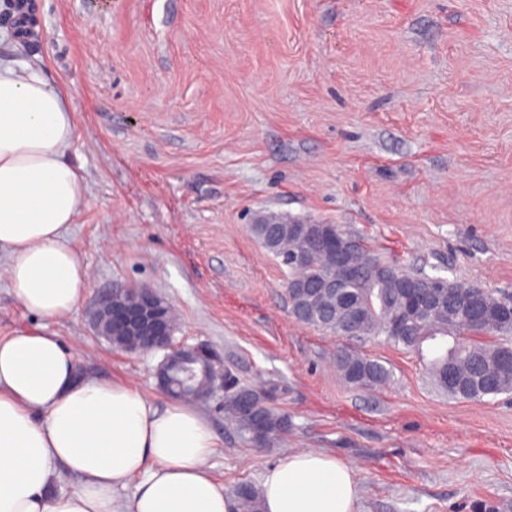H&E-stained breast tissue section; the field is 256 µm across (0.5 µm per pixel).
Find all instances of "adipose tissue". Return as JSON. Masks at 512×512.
<instances>
[{"mask_svg": "<svg viewBox=\"0 0 512 512\" xmlns=\"http://www.w3.org/2000/svg\"><path fill=\"white\" fill-rule=\"evenodd\" d=\"M74 134L66 95L40 68L0 61V270L24 309L47 319L69 315L90 280L64 240L85 194L68 158ZM217 446L189 404L80 378L58 336L0 337V512H232L208 472ZM260 491L263 512H356L358 500L353 470L318 450L290 453Z\"/></svg>", "mask_w": 512, "mask_h": 512, "instance_id": "1", "label": "adipose tissue"}]
</instances>
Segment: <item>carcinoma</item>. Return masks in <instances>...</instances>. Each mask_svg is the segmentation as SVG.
Returning a JSON list of instances; mask_svg holds the SVG:
<instances>
[{"mask_svg":"<svg viewBox=\"0 0 512 512\" xmlns=\"http://www.w3.org/2000/svg\"><path fill=\"white\" fill-rule=\"evenodd\" d=\"M253 237L288 270L285 288L290 309H297L303 294L321 287L336 271L333 246L322 245L323 239H336V233H321V225L282 215L259 216L249 226ZM343 237L354 242L350 264L356 276L339 289V296L350 298L361 312L353 333L355 337L378 338L395 346L420 351L433 342L438 355L426 365L432 386L451 399L481 401L486 397L512 393V360L504 353L512 348V316L498 317L506 309L512 313V294L494 292L475 285H462L439 276L421 272H405L372 254L363 240L352 233ZM441 283L451 294V306L440 314L419 317L408 298L407 289L424 290ZM487 311V321L467 322L455 311L470 302ZM305 324L338 336L347 335L346 316L336 318L325 307L318 306ZM452 339V345L443 342ZM336 367L351 385L372 387L390 378V371L376 359L349 348L336 351ZM224 369V412L240 437L259 448L272 447L287 429V416L272 403L278 388H255L242 382L228 367ZM255 395L254 422L241 414V399ZM234 512H262L257 487L241 483L234 491Z\"/></svg>","mask_w":512,"mask_h":512,"instance_id":"1","label":"carcinoma"}]
</instances>
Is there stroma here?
I'll use <instances>...</instances> for the list:
<instances>
[{"label": "stroma", "mask_w": 512, "mask_h": 512, "mask_svg": "<svg viewBox=\"0 0 512 512\" xmlns=\"http://www.w3.org/2000/svg\"><path fill=\"white\" fill-rule=\"evenodd\" d=\"M0 57L39 65L75 110L86 184L66 242L90 272L68 316L30 315L0 278V336L41 327L80 371L159 398L156 355L111 348L90 312L117 286L176 313L174 340L276 384L288 432L244 442L198 410L232 495L299 449L352 468L358 512H512V394L451 399L420 355L289 313L261 212L337 224L398 267L512 293V0H0ZM350 347L391 371L362 389Z\"/></svg>", "instance_id": "35a3bbf8"}]
</instances>
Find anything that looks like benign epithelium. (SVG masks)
I'll list each match as a JSON object with an SVG mask.
<instances>
[{
    "instance_id": "benign-epithelium-1",
    "label": "benign epithelium",
    "mask_w": 512,
    "mask_h": 512,
    "mask_svg": "<svg viewBox=\"0 0 512 512\" xmlns=\"http://www.w3.org/2000/svg\"><path fill=\"white\" fill-rule=\"evenodd\" d=\"M445 301L439 290H429L421 296L419 312L430 316ZM172 305L149 288H141L135 295L117 287L100 295L95 303L91 321L96 335L116 350L147 354L178 349L174 362L188 372L197 365H222L223 358L210 346L173 345L175 319L169 316ZM172 362V363H174ZM172 363L166 361L155 371L157 388L171 398L173 393ZM224 391V372L215 374L213 381L195 390L192 397L208 401Z\"/></svg>"
}]
</instances>
